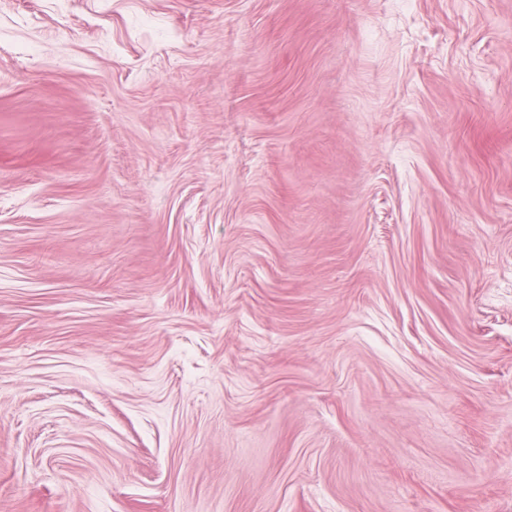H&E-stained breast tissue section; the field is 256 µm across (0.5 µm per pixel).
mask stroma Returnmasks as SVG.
Listing matches in <instances>:
<instances>
[{"mask_svg":"<svg viewBox=\"0 0 512 512\" xmlns=\"http://www.w3.org/2000/svg\"><path fill=\"white\" fill-rule=\"evenodd\" d=\"M0 512H512V0H0Z\"/></svg>","mask_w":512,"mask_h":512,"instance_id":"35a3bbf8","label":"stroma"}]
</instances>
